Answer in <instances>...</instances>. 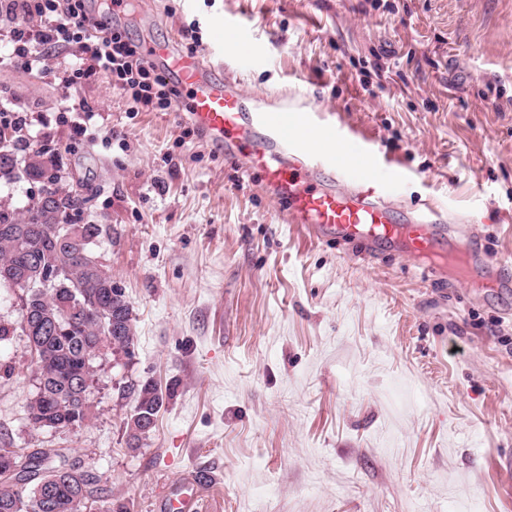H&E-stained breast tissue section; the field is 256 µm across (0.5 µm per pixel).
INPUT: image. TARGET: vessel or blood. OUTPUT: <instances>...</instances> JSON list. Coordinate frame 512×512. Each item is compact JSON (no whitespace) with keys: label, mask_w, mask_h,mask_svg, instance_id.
<instances>
[{"label":"vessel or blood","mask_w":512,"mask_h":512,"mask_svg":"<svg viewBox=\"0 0 512 512\" xmlns=\"http://www.w3.org/2000/svg\"><path fill=\"white\" fill-rule=\"evenodd\" d=\"M146 60L167 69L189 93V115L226 160L245 173H260L264 191L283 204L286 223L309 238L357 243L365 258L386 252L421 256L453 251L475 266L470 239L450 236L438 210L396 209L389 197L408 174L396 162L379 161L369 140L350 131L324 130L312 117H288L249 104L232 82L201 56H170L166 45L145 44ZM207 476L172 493L164 512H195Z\"/></svg>","instance_id":"vessel-or-blood-1"}]
</instances>
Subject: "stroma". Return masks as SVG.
<instances>
[{"mask_svg":"<svg viewBox=\"0 0 512 512\" xmlns=\"http://www.w3.org/2000/svg\"><path fill=\"white\" fill-rule=\"evenodd\" d=\"M140 42L195 52L245 96L359 130L512 280V0H133ZM240 23L243 40L220 41ZM194 30L197 41L186 40ZM71 54L0 66V107L39 124L89 195L96 251L136 315L132 357L97 363L94 416L31 430L27 337L0 344V446L63 448L130 512H160L200 472L199 512H512V287L431 281L285 223L281 206L185 108L131 114ZM72 96L95 114L75 134ZM166 400L131 447L132 383Z\"/></svg>","mask_w":512,"mask_h":512,"instance_id":"obj_1","label":"stroma"}]
</instances>
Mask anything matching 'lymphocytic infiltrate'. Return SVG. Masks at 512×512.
Masks as SVG:
<instances>
[{
    "label": "lymphocytic infiltrate",
    "mask_w": 512,
    "mask_h": 512,
    "mask_svg": "<svg viewBox=\"0 0 512 512\" xmlns=\"http://www.w3.org/2000/svg\"><path fill=\"white\" fill-rule=\"evenodd\" d=\"M124 0H0V22L12 28L7 58L22 67H39L44 56L74 50L75 60L62 82L71 88L102 75L130 93L138 112H168L178 95L165 72L145 60L142 45L129 37L120 17L104 30L102 17Z\"/></svg>",
    "instance_id": "1"
}]
</instances>
